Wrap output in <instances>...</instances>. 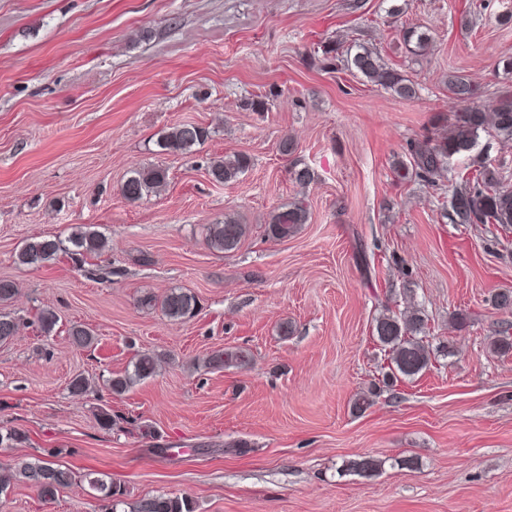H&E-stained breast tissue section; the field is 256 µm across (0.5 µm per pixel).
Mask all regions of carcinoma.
Returning <instances> with one entry per match:
<instances>
[{
  "mask_svg": "<svg viewBox=\"0 0 512 512\" xmlns=\"http://www.w3.org/2000/svg\"><path fill=\"white\" fill-rule=\"evenodd\" d=\"M401 37L407 52L414 56L425 54L430 36L416 26L404 27ZM323 60L330 66L341 64L353 75L367 83L380 87L394 96L411 100L417 97L418 87L396 65L388 63L376 47L353 44L346 48L330 44L323 46ZM448 94L460 104V108L448 120V134L432 139L428 136L408 143L412 162H398L394 176L399 181L419 179L436 183V177L448 168L451 157L469 152L476 145L480 134L485 133L501 140H512V88L504 86L497 92L492 107H485L474 100L473 84L464 75L450 74L447 80ZM208 138V130L193 122L176 124L164 131L157 140L160 151L170 154H190ZM251 165V157L245 153L224 155L210 162L208 173L212 181L227 184L237 181ZM167 172L154 167L137 168L123 182L122 195L129 201H138L159 192L165 185ZM450 219L459 224H496L512 227V186L498 170L486 165L462 176L459 186L450 199ZM309 210L305 199L298 198L282 206L272 215L266 226L269 238L284 240L293 236L307 223ZM248 234V226L235 214L226 213L224 219L208 226V245L211 249L228 253L236 250ZM103 234L89 228L78 227L71 234L59 237L36 236L25 240L16 254L21 265L36 267L66 256L82 267L86 260L99 255L105 248ZM160 302L163 314L172 321H181L193 315L197 299L183 288H171ZM33 324L43 335L51 334L58 324V316L50 308H42ZM425 315L419 309L401 315L383 314L376 319L374 333L382 346L389 349L391 363L399 374L412 377L427 368L431 351L426 338ZM19 329V318L0 312V343L10 342ZM72 343L79 347L91 345L93 331L73 324L68 330ZM159 355L143 352L135 360L132 370L106 380L109 392L122 395L136 383L157 374ZM251 362L250 353L243 349H219L203 359L207 370L245 368ZM381 463L363 457L346 462L344 468L360 474L376 472ZM10 474L0 480V494L11 483H23L34 488L38 495L50 501L61 490L77 483V476L70 468L44 457L22 456L9 468ZM89 487L98 497L109 502V512L129 505L130 512H195L194 502L186 496L167 494L145 496L130 504L123 499L124 492L110 480L89 479Z\"/></svg>",
  "mask_w": 512,
  "mask_h": 512,
  "instance_id": "cac0c4a2",
  "label": "carcinoma"
}]
</instances>
